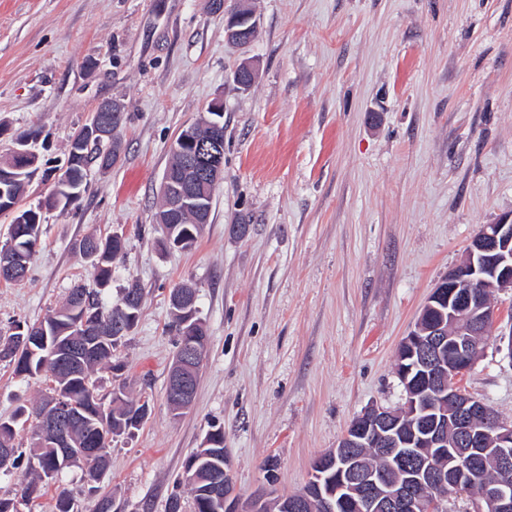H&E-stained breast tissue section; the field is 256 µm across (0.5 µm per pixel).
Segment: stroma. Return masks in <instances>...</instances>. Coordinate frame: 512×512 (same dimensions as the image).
Instances as JSON below:
<instances>
[{
    "mask_svg": "<svg viewBox=\"0 0 512 512\" xmlns=\"http://www.w3.org/2000/svg\"><path fill=\"white\" fill-rule=\"evenodd\" d=\"M258 34L224 38L213 0H0V157L39 131L28 203L48 197L72 134L121 103L117 164L78 208L46 212L18 284L0 281V336L92 281L89 233L123 234L106 303L137 283V325L115 351L151 414L115 438L99 492L119 512H166L186 459L224 430L236 492L304 487L313 460L366 408L395 409L397 347L482 225L512 218V0H249ZM257 77L232 80L242 61ZM224 107V181L189 250L157 226L171 147ZM193 285L208 330L193 403L166 398L169 292ZM462 387L512 420V296ZM48 377L0 363V417L35 409ZM92 512L80 470L63 486Z\"/></svg>",
    "mask_w": 512,
    "mask_h": 512,
    "instance_id": "stroma-1",
    "label": "stroma"
}]
</instances>
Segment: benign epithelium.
<instances>
[{
  "label": "benign epithelium",
  "mask_w": 512,
  "mask_h": 512,
  "mask_svg": "<svg viewBox=\"0 0 512 512\" xmlns=\"http://www.w3.org/2000/svg\"><path fill=\"white\" fill-rule=\"evenodd\" d=\"M227 41L247 45L257 33V20L246 0L224 14ZM256 76L244 63L233 71L238 88L249 89ZM196 176V184L177 181L166 173L161 194L169 209L167 218L179 223L189 213H203L224 176V144L219 139L201 141L194 128L183 131L173 145ZM512 292V221L482 225L460 263L448 271L432 290L421 314H439L425 325L416 320L398 349L396 374L405 393L398 410L372 407L350 422L338 445L319 455L302 490L287 495L240 503L224 461V484L214 494L224 495V512H303L312 504L321 512H335L334 501H351L359 512H444L443 497L472 481L478 471L461 458L448 464L432 455L434 448H479L497 465L495 480L485 484L472 512H512V422L502 421L483 402L461 387L462 377L479 360L484 340L495 319L490 299L497 292ZM182 326L189 336L200 335L193 304L180 306ZM203 353L188 344L174 361L168 378V400L179 414L192 403L195 375ZM71 423L66 407L52 400L37 415L40 434H55V447L65 440L59 431ZM359 448H374L386 468L403 469L400 480L386 485L384 472L366 467Z\"/></svg>",
  "instance_id": "7a95c632"
}]
</instances>
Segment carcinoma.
<instances>
[{
	"label": "carcinoma",
	"mask_w": 512,
	"mask_h": 512,
	"mask_svg": "<svg viewBox=\"0 0 512 512\" xmlns=\"http://www.w3.org/2000/svg\"><path fill=\"white\" fill-rule=\"evenodd\" d=\"M112 165V153L102 154L100 146H83L79 134H74L68 153V179L57 185L56 190L35 208L18 211L10 227L9 241L0 251H12L18 247L40 241L43 210L77 205L86 193L87 169L101 162ZM38 155L13 151L6 160H0V172L7 176L0 179V212L19 204L28 190L33 175L38 170ZM172 241H184L181 248L192 245L199 237L202 225L185 220L183 224L168 225ZM124 242L89 234L79 243V251L89 260L94 271L90 285L78 284L71 288L65 302L51 314L37 322L15 321L12 333L0 341V361L14 366L18 376L36 377L43 372L55 375L56 388L43 398L52 399L57 392L73 405L77 417L68 430V444L64 448H43L41 437L32 434L29 447L15 443L16 427L24 420L26 409H17L10 417L0 419V448L14 449L12 469L25 467L23 480L12 498L0 496V512H19V505L40 494L49 485L60 483L64 475L81 468V459L91 455L98 468H106L116 436H131L139 429L141 421L133 409H141L139 403L126 396V382L113 387L114 397L104 401L94 372L107 369L123 370V365L113 362V352L121 338H112V319L119 308L131 314L128 329H133L140 317L142 291L136 283L122 289L120 299L107 306L102 295L111 288L112 260L123 251ZM214 445L201 452H193L186 460L183 476L195 474L199 481L185 482L190 490L192 512H224V502L212 495L210 478L224 469V431L213 427ZM478 471L483 478L471 483L467 493L479 494L483 483L496 475V465L490 458L478 461Z\"/></svg>",
	"instance_id": "carcinoma-1"
}]
</instances>
